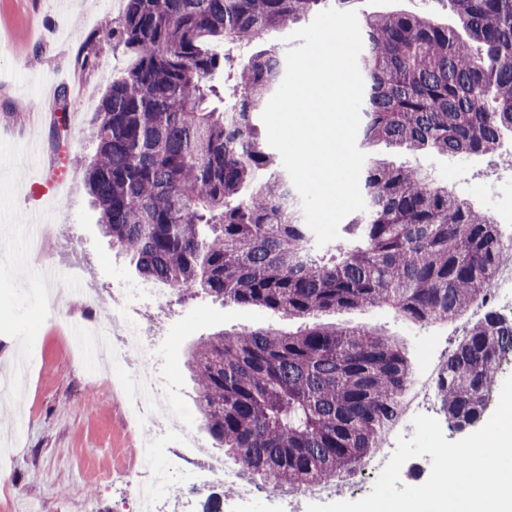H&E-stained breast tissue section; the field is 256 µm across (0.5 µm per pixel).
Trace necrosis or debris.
I'll use <instances>...</instances> for the list:
<instances>
[{"label":"necrosis or debris","mask_w":512,"mask_h":512,"mask_svg":"<svg viewBox=\"0 0 512 512\" xmlns=\"http://www.w3.org/2000/svg\"><path fill=\"white\" fill-rule=\"evenodd\" d=\"M59 273L57 308L70 302L83 304L75 325L67 329L68 351L84 360L90 372H97L102 365L111 369L112 383L123 394L132 422L146 430L147 439L138 450L140 467L130 481V496L137 512H190L194 496L223 485L229 475L220 455H208L203 471L186 467L191 457L202 454L199 438L178 411L156 365L143 357L148 328L126 312L132 296H145V289L116 288L105 296L84 287L77 267L66 266ZM168 437L176 438L178 447L166 453L160 443ZM389 458V449L378 448L360 472L342 486L311 485L298 489L295 497L324 503L339 493L347 497L361 495L368 478L379 474Z\"/></svg>","instance_id":"necrosis-or-debris-1"}]
</instances>
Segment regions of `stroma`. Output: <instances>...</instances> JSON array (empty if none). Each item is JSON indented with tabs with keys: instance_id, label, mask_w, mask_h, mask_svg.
I'll list each match as a JSON object with an SVG mask.
<instances>
[{
	"instance_id": "obj_1",
	"label": "stroma",
	"mask_w": 512,
	"mask_h": 512,
	"mask_svg": "<svg viewBox=\"0 0 512 512\" xmlns=\"http://www.w3.org/2000/svg\"><path fill=\"white\" fill-rule=\"evenodd\" d=\"M124 6L125 0H0V35L9 38L7 51L0 53V214L44 210L50 226L42 245L47 265L79 263L88 286L107 294L144 285L128 258L100 234L86 186L99 102L132 58L121 48L103 46L98 68L82 73L89 100H63L51 88L79 71L76 57L86 37L104 16ZM351 7L361 17L405 10L452 21L435 0H353ZM54 112L66 113V120L51 121ZM31 139L42 143L41 163L55 164L57 173L67 176L60 196H51L37 181L38 165L29 164L25 151ZM368 153L427 171L476 209L488 211L501 230L512 228L511 132H504L496 153L486 156L392 152L382 143ZM27 238L22 224L0 230V377L26 358L23 397L35 409L20 435L0 416V478L8 477L16 490L13 512H131L128 479L139 465L135 450L144 431L128 422L123 397L108 377L89 378L85 368L57 352L64 323L45 302L50 290L28 262ZM135 306L154 329L148 357L190 412L195 389L184 368L189 342L220 328L289 327L287 318L272 311L207 298L180 306L141 297ZM335 320L399 338L415 366L425 358H447L463 330L458 320L414 324L388 308L340 311ZM106 456L112 459V477L105 483L87 461Z\"/></svg>"
}]
</instances>
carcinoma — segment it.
<instances>
[{
    "instance_id": "1",
    "label": "carcinoma",
    "mask_w": 512,
    "mask_h": 512,
    "mask_svg": "<svg viewBox=\"0 0 512 512\" xmlns=\"http://www.w3.org/2000/svg\"><path fill=\"white\" fill-rule=\"evenodd\" d=\"M125 0L78 56L93 71L105 39L135 66L112 80L92 129L88 187L112 246L175 301L206 295L299 321L294 330H220L189 347L201 427L240 469L273 489L356 472L398 416L412 366L374 328L321 316L386 307L413 323L452 321L480 301L512 256L498 224L418 167L371 158L366 210L330 256L311 247L293 188L280 178L241 197L270 156L253 114L276 91L283 56L262 51L238 70L230 100L209 83L221 42L249 43L329 2ZM433 14L368 16L360 69V134L417 152H495L512 131V0H445ZM512 316L494 308L449 352L435 383L448 428L482 424Z\"/></svg>"
}]
</instances>
